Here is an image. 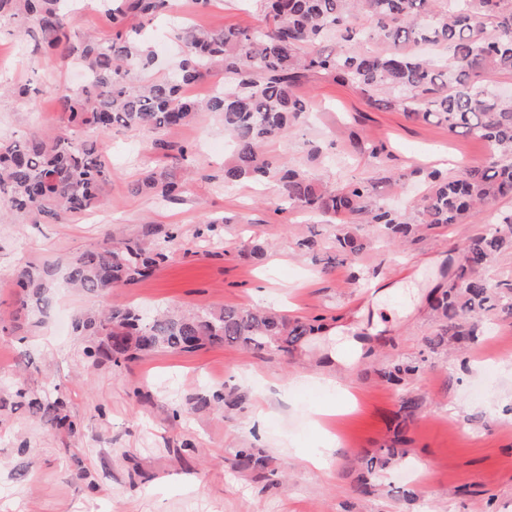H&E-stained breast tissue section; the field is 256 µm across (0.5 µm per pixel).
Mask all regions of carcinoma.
<instances>
[{"label":"carcinoma","instance_id":"carcinoma-1","mask_svg":"<svg viewBox=\"0 0 512 512\" xmlns=\"http://www.w3.org/2000/svg\"><path fill=\"white\" fill-rule=\"evenodd\" d=\"M67 0H0V19L31 27L46 51L68 50L90 75L83 85L59 96L62 125L50 135L0 141V214L20 213L32 223H60L105 202L112 181L104 136L116 128L154 132L189 124L202 111L219 114L233 144L224 161V183L275 181L282 202L339 225L332 248L357 261L366 248L350 225L365 220L391 241L415 236L421 227L480 222L485 204L512 196V93L487 82L490 74L512 77V0H262L265 25L185 33V56L172 72L144 80L156 57L143 40L144 26L171 10L170 0H100L112 18V37L82 38L68 27ZM378 43L381 52L363 49ZM446 50L444 67L425 49ZM224 70V86L206 98L187 87ZM305 71H322L364 93L382 96L419 120H436L450 133L469 134L490 149L482 167L462 166L450 176L430 171L418 216L405 219L389 208L374 182L332 187L264 151L272 140L303 119L310 103L293 87ZM98 133L93 139L87 130ZM134 192L161 201L179 199L185 183L171 173H150ZM149 240L107 235L102 243L67 259V284L100 295L149 278L177 245L172 231L150 228ZM512 251V210L470 239L450 279L431 301L436 329L424 337L429 352L460 350L482 334L491 317L512 318V279L492 281L484 270L499 254ZM59 264L26 263L10 275L20 310L44 312L48 288ZM324 329L321 319L302 321L273 309L205 307L145 315L129 306L84 312L75 330L90 338L84 359L116 365L143 352H195L207 345H234L254 351L287 352ZM423 360L392 359L381 377L398 389L418 377ZM14 396L33 413L70 434L79 432L60 398L40 395L18 382ZM421 406L401 397L404 421ZM405 438L361 459L356 492L373 493L377 476L406 456ZM235 465L260 471L266 457L256 448H238Z\"/></svg>","mask_w":512,"mask_h":512}]
</instances>
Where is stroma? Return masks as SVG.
I'll list each match as a JSON object with an SVG mask.
<instances>
[{
    "mask_svg": "<svg viewBox=\"0 0 512 512\" xmlns=\"http://www.w3.org/2000/svg\"><path fill=\"white\" fill-rule=\"evenodd\" d=\"M262 24L260 0H216L202 14L175 0L172 18L152 21L146 35L163 73L182 56L183 28ZM69 27L112 36L98 0H80ZM17 29L0 21L2 139L53 132L62 122L59 94L78 84L75 66L42 54ZM294 92L313 110L269 142L268 153L330 186L398 175L389 199L401 213L415 211L425 172L487 158L481 140L410 119L329 74L306 72ZM165 137L189 145L190 160L153 151L152 132L118 129L106 138L114 177L105 206L61 223L0 222L2 311L18 307L9 276L22 264L63 259L111 231L140 238L152 226L180 236L150 278L98 296L56 288L38 326L0 335V512H512V319L491 321L459 355H427L423 342L436 327L429 297L481 225H435L398 248L362 224L368 246L360 259L331 265L335 225L278 212L274 182L225 186L229 144L217 114L198 113ZM360 142L382 148L380 160L360 155ZM150 171L185 178L182 201L132 193ZM307 236L318 242L315 253L297 246ZM243 238L260 243L262 256L241 250ZM381 280L391 286L383 296ZM115 305L273 307L294 319L323 318L330 331L287 354L215 345L85 367L73 320ZM421 357L425 370L411 391L422 407L407 426V455L383 473L375 495L360 498L357 462L389 441L400 405L379 370ZM23 378L41 394L65 397L79 434L59 432L18 403L13 385ZM226 389L235 405H197ZM338 404L343 413L319 420L318 410ZM238 448L263 449L266 470L236 469ZM318 455L322 468L306 464ZM421 470L427 481L418 486L412 475ZM410 487L418 493L412 503L401 496Z\"/></svg>",
    "mask_w": 512,
    "mask_h": 512,
    "instance_id": "35a3bbf8",
    "label": "stroma"
}]
</instances>
